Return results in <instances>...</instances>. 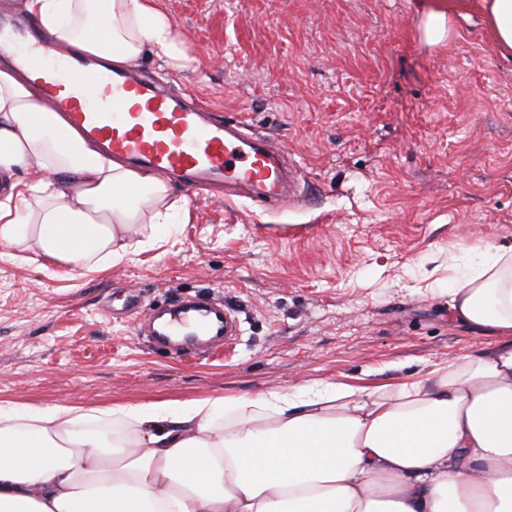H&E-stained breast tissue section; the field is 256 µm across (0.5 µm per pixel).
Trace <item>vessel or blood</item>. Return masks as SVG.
<instances>
[{
	"instance_id": "b4317fda",
	"label": "vessel or blood",
	"mask_w": 512,
	"mask_h": 512,
	"mask_svg": "<svg viewBox=\"0 0 512 512\" xmlns=\"http://www.w3.org/2000/svg\"><path fill=\"white\" fill-rule=\"evenodd\" d=\"M7 55L39 83L43 99L66 113L69 124L113 156L177 178L204 191L222 183L255 201L294 203L298 176L286 150L240 120L200 111L159 81L132 68H111L45 42L31 25L0 22V56ZM236 330L223 305L185 301L157 316L153 334L174 353L183 338L206 337L213 349Z\"/></svg>"
}]
</instances>
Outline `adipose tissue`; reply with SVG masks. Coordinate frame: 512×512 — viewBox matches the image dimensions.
I'll use <instances>...</instances> for the list:
<instances>
[{
  "instance_id": "1",
  "label": "adipose tissue",
  "mask_w": 512,
  "mask_h": 512,
  "mask_svg": "<svg viewBox=\"0 0 512 512\" xmlns=\"http://www.w3.org/2000/svg\"><path fill=\"white\" fill-rule=\"evenodd\" d=\"M466 8L435 0L426 42L449 38ZM26 10L54 43L118 67L183 54L157 0H26ZM479 11L512 60V0ZM187 217L159 171L104 153L17 66L0 67V259L20 250L97 273ZM453 270V320L496 339L460 364L250 399L0 403V512H512V245L460 246Z\"/></svg>"
}]
</instances>
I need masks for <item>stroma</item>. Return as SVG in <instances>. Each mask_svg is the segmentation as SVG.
I'll return each instance as SVG.
<instances>
[{
    "label": "stroma",
    "instance_id": "1",
    "mask_svg": "<svg viewBox=\"0 0 512 512\" xmlns=\"http://www.w3.org/2000/svg\"><path fill=\"white\" fill-rule=\"evenodd\" d=\"M158 4L185 57L137 70L287 146L299 201L187 194V223L97 274L0 260V402L386 383L487 343L432 292L458 245H512V61L479 15L430 45L428 0ZM185 296L223 301L239 338L204 358L147 343L129 304L143 316Z\"/></svg>",
    "mask_w": 512,
    "mask_h": 512
}]
</instances>
